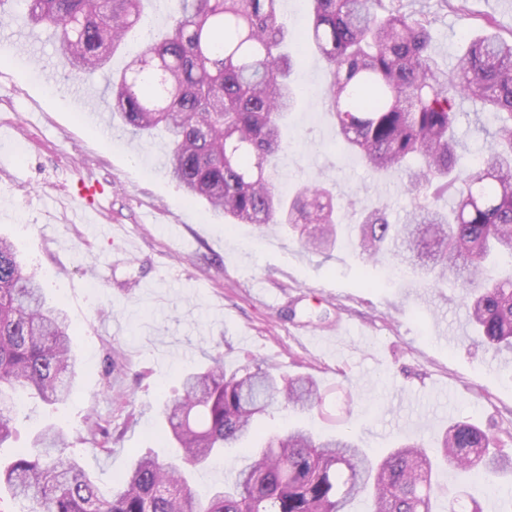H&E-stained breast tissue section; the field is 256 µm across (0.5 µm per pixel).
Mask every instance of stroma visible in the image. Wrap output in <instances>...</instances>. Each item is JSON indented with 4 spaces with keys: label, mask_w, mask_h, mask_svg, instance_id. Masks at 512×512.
Returning a JSON list of instances; mask_svg holds the SVG:
<instances>
[{
    "label": "stroma",
    "mask_w": 512,
    "mask_h": 512,
    "mask_svg": "<svg viewBox=\"0 0 512 512\" xmlns=\"http://www.w3.org/2000/svg\"><path fill=\"white\" fill-rule=\"evenodd\" d=\"M403 3L431 19L432 50L446 68L478 32L479 17L492 16L502 34L512 33V5L468 0L473 19L466 22L444 0ZM142 8L143 27L95 75L72 70L47 25L39 28L42 44L8 48L0 60V122L8 125L0 131V236L15 243L47 304L66 313L80 361L65 403L18 397L16 433L0 458L30 447L55 424L109 492L132 457L169 459L158 407L179 390L184 370L216 356L229 370L261 362L310 376L325 391L322 410L300 418L276 408L263 427L301 420L319 434L350 433L372 451L409 442L432 453L450 422L469 420L490 430L499 454L512 458V354H492L469 337L450 345L436 333L468 320L460 284L428 287L391 256L367 259L353 235L327 257L279 227L227 224L165 175L162 137L133 135L113 118L108 84L142 41L162 37L170 24L156 0H143ZM52 60L58 69L49 82L43 72ZM293 79L300 95L277 187L288 193L326 178L354 201L345 224L382 205L391 223H404L402 175H371L357 154L336 145L324 98L327 64L307 51ZM81 86L97 95L101 123L80 112ZM459 109L464 152L479 157L497 120L465 99ZM75 200L83 206L76 224ZM90 281L99 287L93 297ZM434 480L444 497L461 490L483 512H512V496L455 469L438 468Z\"/></svg>",
    "instance_id": "35a3bbf8"
}]
</instances>
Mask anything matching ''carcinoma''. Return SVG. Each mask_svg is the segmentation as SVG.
Segmentation results:
<instances>
[{
	"label": "carcinoma",
	"instance_id": "1",
	"mask_svg": "<svg viewBox=\"0 0 512 512\" xmlns=\"http://www.w3.org/2000/svg\"><path fill=\"white\" fill-rule=\"evenodd\" d=\"M34 25L53 27L70 64L91 73L141 22L142 0H21ZM171 24L147 42L112 83V112L133 133L156 131L168 142L167 175L189 198H201L230 224H271L314 250L338 241L339 202L322 181L286 199L270 168L288 150L283 140L297 103L291 73L298 55L280 21L282 0H171ZM303 37L330 68L325 89L336 138L369 170L406 172L410 210L404 224L382 210L358 228L362 254L388 249L419 268L430 285L464 283V305L476 340L512 352V38L481 17L480 34L448 70L433 57L425 15L402 0H310ZM492 110L498 126L478 164L463 161L455 127L458 102ZM446 195L454 204L442 210ZM77 372L72 328L46 305L42 286L22 266L16 246L0 237V445L14 433L10 392L23 388L63 403ZM323 393L310 376L275 375L257 365L232 372L220 358L187 371L182 391L160 415L178 459L143 454L104 494L66 443L45 428L29 448L0 465V487L23 502L20 512H437L433 472L448 463L494 480L512 472L493 436L453 421L430 456L405 444L370 456L348 434L315 436L295 426L261 431L277 406L312 412ZM244 451L232 482L201 502L192 471L226 448Z\"/></svg>",
	"mask_w": 512,
	"mask_h": 512
}]
</instances>
